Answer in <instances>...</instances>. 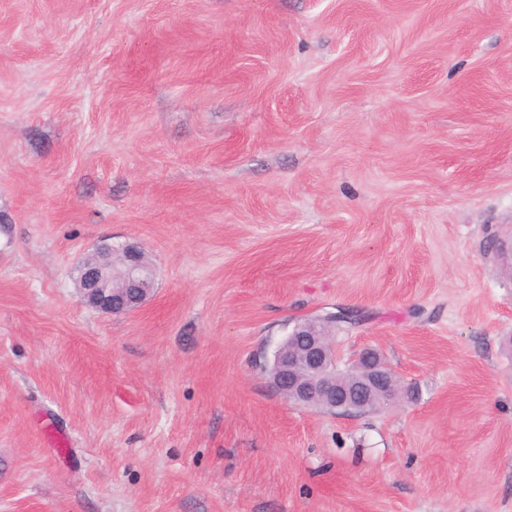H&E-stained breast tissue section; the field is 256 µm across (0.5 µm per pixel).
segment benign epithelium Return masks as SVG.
I'll return each mask as SVG.
<instances>
[{
    "mask_svg": "<svg viewBox=\"0 0 512 512\" xmlns=\"http://www.w3.org/2000/svg\"><path fill=\"white\" fill-rule=\"evenodd\" d=\"M155 272L142 247L134 242L117 248L99 246L77 267V285L83 302L106 314L129 313L141 308L152 293ZM351 317L345 311L328 313L296 325L280 343L271 382L294 403L329 411H359L370 396L393 397L395 377L372 349L354 359L356 379H343L336 371V347L322 329Z\"/></svg>",
    "mask_w": 512,
    "mask_h": 512,
    "instance_id": "benign-epithelium-1",
    "label": "benign epithelium"
}]
</instances>
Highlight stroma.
<instances>
[{
    "mask_svg": "<svg viewBox=\"0 0 512 512\" xmlns=\"http://www.w3.org/2000/svg\"><path fill=\"white\" fill-rule=\"evenodd\" d=\"M510 242L512 0H0V512H512ZM340 309L414 397L274 389ZM115 260L119 266L116 267ZM77 285L83 302L106 314L141 308L152 293L155 272L142 247L129 242L114 248L104 243L77 267Z\"/></svg>",
    "mask_w": 512,
    "mask_h": 512,
    "instance_id": "obj_1",
    "label": "stroma"
}]
</instances>
